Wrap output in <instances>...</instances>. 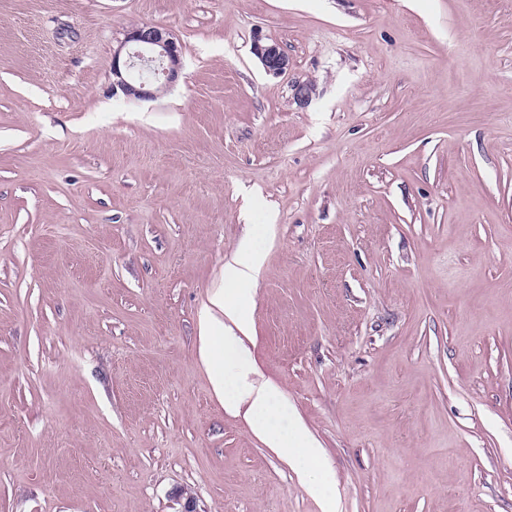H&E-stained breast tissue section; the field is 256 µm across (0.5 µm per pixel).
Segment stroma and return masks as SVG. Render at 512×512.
Listing matches in <instances>:
<instances>
[{
  "label": "stroma",
  "mask_w": 512,
  "mask_h": 512,
  "mask_svg": "<svg viewBox=\"0 0 512 512\" xmlns=\"http://www.w3.org/2000/svg\"><path fill=\"white\" fill-rule=\"evenodd\" d=\"M141 24L181 45L148 101L112 91ZM248 234L251 356L329 507L199 361ZM183 488L512 512V0H0V512H178ZM253 50L267 73L279 76L288 69L290 64L288 54L279 43L266 42L257 38Z\"/></svg>",
  "instance_id": "35a3bbf8"
}]
</instances>
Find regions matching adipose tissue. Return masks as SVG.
Listing matches in <instances>:
<instances>
[{"mask_svg": "<svg viewBox=\"0 0 512 512\" xmlns=\"http://www.w3.org/2000/svg\"><path fill=\"white\" fill-rule=\"evenodd\" d=\"M263 260V251L247 239L237 246L233 262L225 264V288L209 299L214 313L201 327L199 357L219 401L241 415L269 448L308 474L320 467L323 448L300 418L291 417L290 431L281 432L279 421L290 415L278 401L280 388L269 381H251L255 368L241 341L251 327L247 284Z\"/></svg>", "mask_w": 512, "mask_h": 512, "instance_id": "ef3b65f1", "label": "adipose tissue"}]
</instances>
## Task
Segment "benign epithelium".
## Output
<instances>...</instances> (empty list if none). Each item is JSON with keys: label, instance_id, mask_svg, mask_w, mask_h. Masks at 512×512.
I'll return each mask as SVG.
<instances>
[{"label": "benign epithelium", "instance_id": "benign-epithelium-1", "mask_svg": "<svg viewBox=\"0 0 512 512\" xmlns=\"http://www.w3.org/2000/svg\"><path fill=\"white\" fill-rule=\"evenodd\" d=\"M253 50L267 73L278 76L288 69V54L279 43L258 38ZM181 68L180 46L167 31L137 25L112 54V87L129 99H153L176 81Z\"/></svg>", "mask_w": 512, "mask_h": 512}]
</instances>
